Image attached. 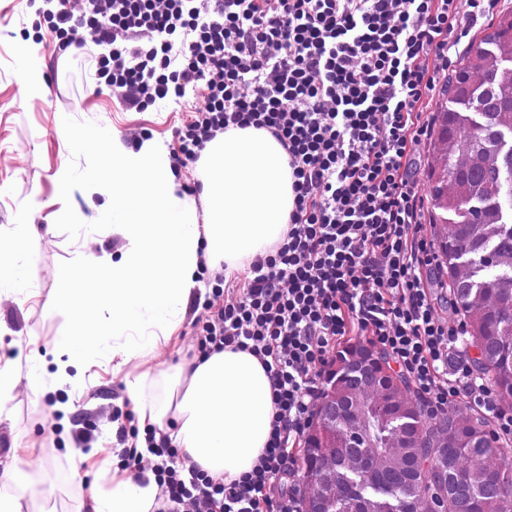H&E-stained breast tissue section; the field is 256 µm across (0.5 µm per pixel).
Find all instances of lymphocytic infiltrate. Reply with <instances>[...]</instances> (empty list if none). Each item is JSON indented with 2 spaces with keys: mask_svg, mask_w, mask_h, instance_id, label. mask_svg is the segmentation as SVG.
Masks as SVG:
<instances>
[{
  "mask_svg": "<svg viewBox=\"0 0 512 512\" xmlns=\"http://www.w3.org/2000/svg\"><path fill=\"white\" fill-rule=\"evenodd\" d=\"M459 0H56L59 51L95 34L96 79L144 110L201 86L206 104L178 130L179 165L230 128L271 133L285 148L294 207L288 234L249 264L242 294L202 320L203 353L247 351L269 378L274 415L251 472L228 484L161 439L126 449L125 468L156 475L168 512H301L289 484L317 413L333 351L367 338L428 412L458 400L512 446V413L485 377L455 359L464 326L434 314L426 200L413 180L430 133L420 108L450 73Z\"/></svg>",
  "mask_w": 512,
  "mask_h": 512,
  "instance_id": "obj_1",
  "label": "lymphocytic infiltrate"
}]
</instances>
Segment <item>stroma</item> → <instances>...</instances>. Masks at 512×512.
Returning a JSON list of instances; mask_svg holds the SVG:
<instances>
[{
    "label": "stroma",
    "instance_id": "35a3bbf8",
    "mask_svg": "<svg viewBox=\"0 0 512 512\" xmlns=\"http://www.w3.org/2000/svg\"><path fill=\"white\" fill-rule=\"evenodd\" d=\"M45 0H0V235L18 223L35 225L36 246L24 260L32 280L29 301L0 292V365L25 371L30 351H38L48 375L58 362L53 340L81 316H99L102 304L66 305L61 301L65 279L78 276L86 260L119 258L125 239L102 213L112 186L85 191L89 174H105L112 150L137 152L149 147L165 155L177 151L176 131L193 110L204 104L201 88H187L180 100H168L144 111L125 106L112 89L96 88L82 52L56 55ZM104 127L111 143H92L82 151L69 147L65 127ZM66 169L73 184L59 195L56 176ZM203 292L194 293L186 308L177 346L160 347L158 369L145 386L149 400L166 399L172 380L165 368L200 353L196 318L205 317ZM136 361L104 356L67 368L69 379L51 384L42 400L18 385L0 411V495L22 496L27 512H88L90 489L111 487L98 477L100 459L121 467L126 440L139 427L125 378L137 374ZM95 449L87 463L75 464L66 441Z\"/></svg>",
    "mask_w": 512,
    "mask_h": 512
}]
</instances>
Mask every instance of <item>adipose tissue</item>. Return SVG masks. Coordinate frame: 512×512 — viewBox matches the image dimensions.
<instances>
[{
	"label": "adipose tissue",
	"mask_w": 512,
	"mask_h": 512,
	"mask_svg": "<svg viewBox=\"0 0 512 512\" xmlns=\"http://www.w3.org/2000/svg\"><path fill=\"white\" fill-rule=\"evenodd\" d=\"M199 164L202 212L196 200L180 194L166 156L146 149L113 158L112 205L104 216L120 227L127 246L118 260L91 258L63 293L69 302L84 297L111 302L112 319L88 320L57 337L53 349L68 363L107 352L127 361L153 354L177 331L200 285L201 263L224 262L231 274L285 239L294 193L287 152L271 133L229 129L207 144ZM35 234L33 225L21 223L14 226L10 245L0 244V288L28 287L30 271L19 255ZM149 377L144 371L126 382L141 428L129 447L146 450L147 429L170 420L172 444L213 479L228 483L252 469L274 413L269 380L255 356L228 347L182 361L174 374L175 393L164 404L145 399ZM22 378L35 397L45 396L43 361L33 353L26 376L0 368L1 403ZM111 474V492L92 494L90 512H156L153 472Z\"/></svg>",
	"instance_id": "1"
}]
</instances>
